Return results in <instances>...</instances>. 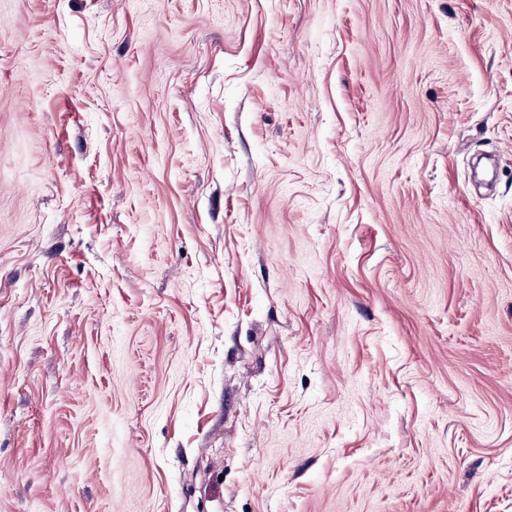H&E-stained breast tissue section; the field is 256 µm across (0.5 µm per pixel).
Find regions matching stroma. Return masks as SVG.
Here are the masks:
<instances>
[{"label": "stroma", "instance_id": "obj_1", "mask_svg": "<svg viewBox=\"0 0 512 512\" xmlns=\"http://www.w3.org/2000/svg\"><path fill=\"white\" fill-rule=\"evenodd\" d=\"M0 512H512V0H0Z\"/></svg>", "mask_w": 512, "mask_h": 512}]
</instances>
